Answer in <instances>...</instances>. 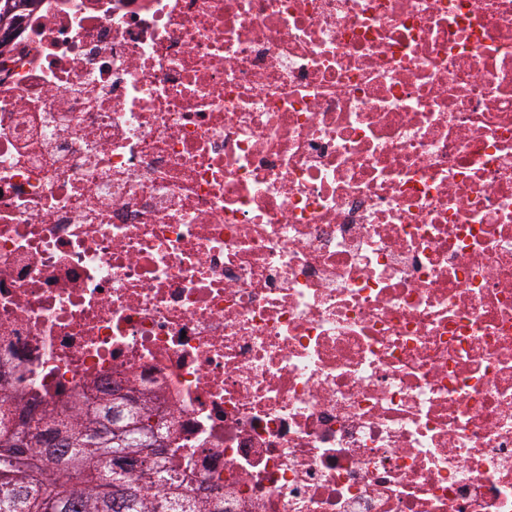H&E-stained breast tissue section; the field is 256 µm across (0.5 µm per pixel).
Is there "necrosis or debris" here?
<instances>
[{
    "instance_id": "necrosis-or-debris-1",
    "label": "necrosis or debris",
    "mask_w": 512,
    "mask_h": 512,
    "mask_svg": "<svg viewBox=\"0 0 512 512\" xmlns=\"http://www.w3.org/2000/svg\"><path fill=\"white\" fill-rule=\"evenodd\" d=\"M0 400L116 388L224 512H512V0H28Z\"/></svg>"
}]
</instances>
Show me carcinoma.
<instances>
[{
  "instance_id": "1",
  "label": "carcinoma",
  "mask_w": 512,
  "mask_h": 512,
  "mask_svg": "<svg viewBox=\"0 0 512 512\" xmlns=\"http://www.w3.org/2000/svg\"><path fill=\"white\" fill-rule=\"evenodd\" d=\"M85 413L81 425L65 427L64 442L35 452L29 432L0 412V512H218L187 495L173 453L144 460L138 475L113 469L116 456L162 441L163 415L145 403L130 407L116 433L112 408ZM144 475L166 492L149 494Z\"/></svg>"
}]
</instances>
